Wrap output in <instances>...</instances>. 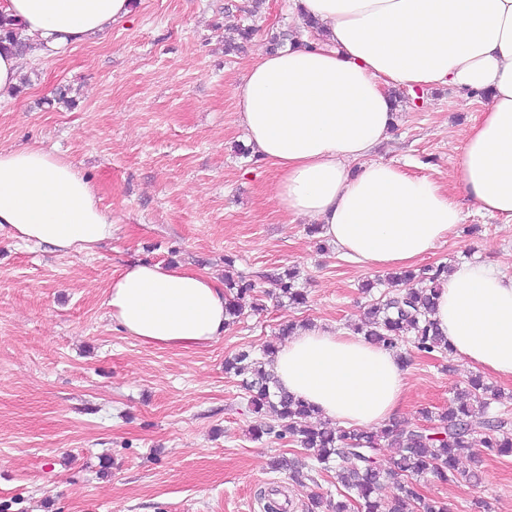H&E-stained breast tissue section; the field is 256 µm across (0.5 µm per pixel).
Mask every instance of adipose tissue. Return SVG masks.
I'll use <instances>...</instances> for the list:
<instances>
[{
	"label": "adipose tissue",
	"mask_w": 512,
	"mask_h": 512,
	"mask_svg": "<svg viewBox=\"0 0 512 512\" xmlns=\"http://www.w3.org/2000/svg\"><path fill=\"white\" fill-rule=\"evenodd\" d=\"M290 2L314 22L304 46L262 52L236 87L238 124L277 172L271 197L280 209L318 222L340 253L374 269L428 254L462 224L460 202L371 154L394 122L392 90L451 85L490 96L460 150L457 187L480 211L512 221V0ZM129 13V0H0L35 57L102 37ZM113 228L73 163L35 146L0 150V233L90 255ZM224 304L216 278L145 261L116 273L106 299L121 331L162 348L222 337ZM434 318L455 356L512 379V276L454 269ZM274 370L284 390L345 428L385 426L408 387L394 353L323 323L291 336Z\"/></svg>",
	"instance_id": "obj_1"
}]
</instances>
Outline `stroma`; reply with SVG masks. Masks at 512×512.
I'll use <instances>...</instances> for the list:
<instances>
[{
    "instance_id": "35a3bbf8",
    "label": "stroma",
    "mask_w": 512,
    "mask_h": 512,
    "mask_svg": "<svg viewBox=\"0 0 512 512\" xmlns=\"http://www.w3.org/2000/svg\"><path fill=\"white\" fill-rule=\"evenodd\" d=\"M133 0L102 38L25 63L0 101V149L35 145L73 163L116 218L92 255H59L0 235V512H263L262 489H285L289 512L311 494L338 497L332 472L298 485L272 457L299 455L291 439L252 440L270 422L252 412L224 360L281 343L285 325L358 322L378 270L342 257L308 221L270 197L276 171L248 153L235 88L267 38L299 28L288 0ZM253 39L229 53L239 25ZM67 102H60L59 93ZM487 102L450 85L402 92L395 122L373 151L452 188L456 158ZM464 220L417 268L488 263L512 275V223L464 203ZM256 283L223 337L159 348L125 336L105 305L112 276L134 260L185 265L223 278L226 259ZM298 274L307 302L277 297L269 276ZM501 389L512 379L450 355L408 353L409 391L398 424L446 410L474 375ZM448 512H512V456L487 455L479 480H420Z\"/></svg>"
}]
</instances>
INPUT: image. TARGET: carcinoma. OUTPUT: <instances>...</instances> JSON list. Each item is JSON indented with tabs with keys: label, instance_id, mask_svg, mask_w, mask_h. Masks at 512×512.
Masks as SVG:
<instances>
[{
	"label": "carcinoma",
	"instance_id": "1",
	"mask_svg": "<svg viewBox=\"0 0 512 512\" xmlns=\"http://www.w3.org/2000/svg\"><path fill=\"white\" fill-rule=\"evenodd\" d=\"M447 275L446 265L426 267L417 273L406 270L388 274L397 292L375 299L364 318L351 325L352 330L387 350L399 351L407 342L420 353H447L448 340L431 318ZM270 280L289 302L306 303L307 294L296 286L292 272L273 274ZM224 290L230 322H236L243 314L247 297L252 298L253 308H259L255 284L245 275H224ZM277 349L278 345L267 343L258 353L240 351L225 361L224 371L240 379L253 412L273 417L265 427L252 430L253 439L289 437L322 469L335 470L336 483L341 486L340 499L312 495L306 512H448L445 503L419 494V479L428 475L442 483L476 479L477 469L466 472L458 468L459 453L464 448L512 453V420L504 413L490 412L491 405L499 402L503 394L479 375L455 392L448 410L426 411L425 417L432 423L428 429L394 425L378 430H331L316 417L318 411L313 405L279 386L272 369ZM387 446L399 449V453L384 466L379 454ZM304 467L294 458L282 456L271 461L272 470H284L289 479L298 483L308 478ZM387 485L396 493L384 502L380 491Z\"/></svg>",
	"mask_w": 512,
	"mask_h": 512
}]
</instances>
